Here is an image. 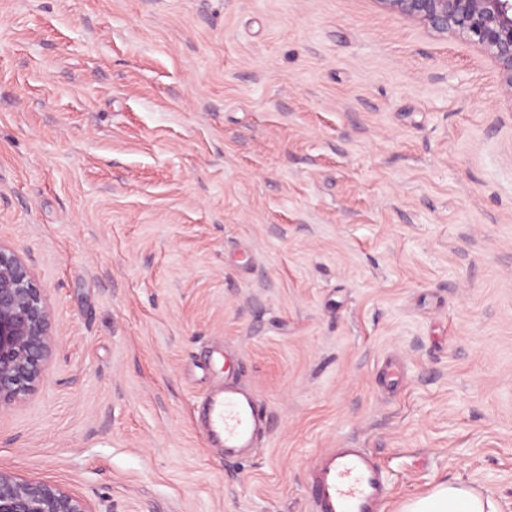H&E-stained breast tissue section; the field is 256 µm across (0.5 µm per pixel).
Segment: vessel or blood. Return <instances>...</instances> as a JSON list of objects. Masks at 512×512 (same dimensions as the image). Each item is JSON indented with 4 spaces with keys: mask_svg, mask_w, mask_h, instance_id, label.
Listing matches in <instances>:
<instances>
[{
    "mask_svg": "<svg viewBox=\"0 0 512 512\" xmlns=\"http://www.w3.org/2000/svg\"><path fill=\"white\" fill-rule=\"evenodd\" d=\"M266 406L249 389L230 381L203 400V433L225 458L252 454L266 428ZM311 512H379L388 494L383 469L364 448H332L320 455L310 475Z\"/></svg>",
    "mask_w": 512,
    "mask_h": 512,
    "instance_id": "obj_1",
    "label": "vessel or blood"
}]
</instances>
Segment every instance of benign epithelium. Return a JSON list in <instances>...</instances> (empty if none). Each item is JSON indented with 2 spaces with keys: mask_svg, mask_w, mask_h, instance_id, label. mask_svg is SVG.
<instances>
[{
  "mask_svg": "<svg viewBox=\"0 0 512 512\" xmlns=\"http://www.w3.org/2000/svg\"><path fill=\"white\" fill-rule=\"evenodd\" d=\"M389 12L476 45L512 93V0H376ZM54 351L51 309L33 270L0 244V411L20 404L43 381ZM0 512H91L51 483L0 470Z\"/></svg>",
  "mask_w": 512,
  "mask_h": 512,
  "instance_id": "obj_1",
  "label": "benign epithelium"
}]
</instances>
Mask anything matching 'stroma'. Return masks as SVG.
<instances>
[{
  "label": "stroma",
  "mask_w": 512,
  "mask_h": 512,
  "mask_svg": "<svg viewBox=\"0 0 512 512\" xmlns=\"http://www.w3.org/2000/svg\"><path fill=\"white\" fill-rule=\"evenodd\" d=\"M0 242L57 340L0 469L310 512L366 448L383 512L446 479L512 512V94L473 45L376 0H0ZM228 374L269 412L235 461L194 418Z\"/></svg>",
  "instance_id": "1"
}]
</instances>
